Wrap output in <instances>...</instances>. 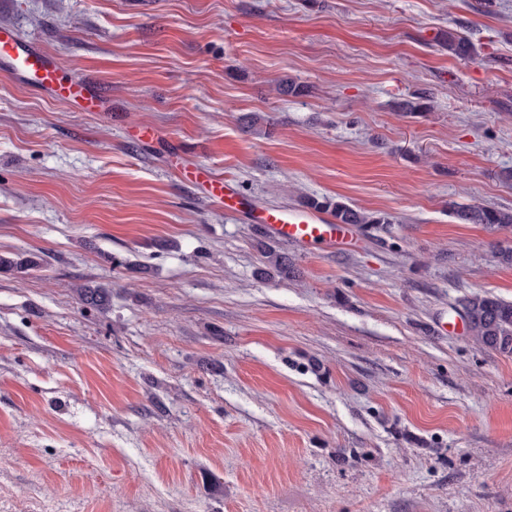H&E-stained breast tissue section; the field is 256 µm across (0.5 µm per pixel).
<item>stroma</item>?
<instances>
[{
    "mask_svg": "<svg viewBox=\"0 0 512 512\" xmlns=\"http://www.w3.org/2000/svg\"><path fill=\"white\" fill-rule=\"evenodd\" d=\"M0 26L112 105L0 69V253L43 258L0 272V512H512V356L457 307L512 301V228L449 214L512 208V0H0ZM182 165L382 221L276 242L298 275L263 278V225ZM41 257L38 253H0V271L26 274L38 269L41 264ZM80 302L97 310H106L110 305V290L104 286L89 284H76L73 286Z\"/></svg>",
    "mask_w": 512,
    "mask_h": 512,
    "instance_id": "obj_1",
    "label": "stroma"
}]
</instances>
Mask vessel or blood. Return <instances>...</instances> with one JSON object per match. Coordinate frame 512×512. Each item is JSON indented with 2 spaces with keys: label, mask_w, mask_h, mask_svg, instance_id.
<instances>
[{
  "label": "vessel or blood",
  "mask_w": 512,
  "mask_h": 512,
  "mask_svg": "<svg viewBox=\"0 0 512 512\" xmlns=\"http://www.w3.org/2000/svg\"><path fill=\"white\" fill-rule=\"evenodd\" d=\"M0 64L6 66L8 74L26 88L54 100L78 105L87 112H105L109 109L105 97L96 88L68 78L66 67L58 55L19 41L8 27H0ZM186 176L190 181L204 186L216 202L231 208L242 206L241 196L210 170L191 169ZM251 219L258 224L270 225L279 239L300 245L330 247L351 234L349 225L329 222L319 212L312 210L302 211L295 216L282 210H261L253 213Z\"/></svg>",
  "instance_id": "1"
}]
</instances>
